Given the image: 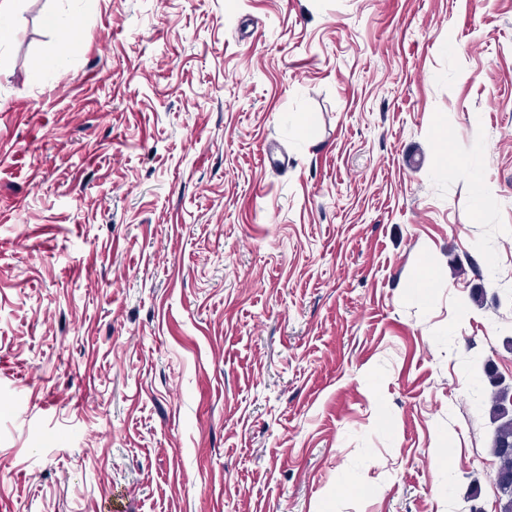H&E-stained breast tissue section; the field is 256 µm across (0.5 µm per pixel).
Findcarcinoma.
<instances>
[{
    "mask_svg": "<svg viewBox=\"0 0 512 512\" xmlns=\"http://www.w3.org/2000/svg\"><path fill=\"white\" fill-rule=\"evenodd\" d=\"M483 373L497 387L491 400L492 418L498 422L492 439L491 454L503 479L499 486V512H512V418L505 419L506 407L512 403V387L501 385L488 366L484 367Z\"/></svg>",
    "mask_w": 512,
    "mask_h": 512,
    "instance_id": "carcinoma-1",
    "label": "carcinoma"
}]
</instances>
